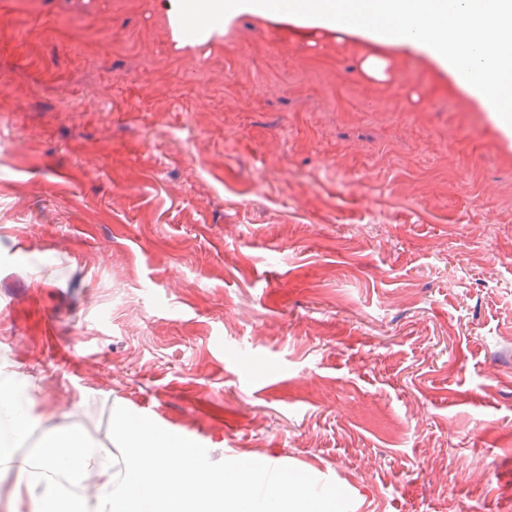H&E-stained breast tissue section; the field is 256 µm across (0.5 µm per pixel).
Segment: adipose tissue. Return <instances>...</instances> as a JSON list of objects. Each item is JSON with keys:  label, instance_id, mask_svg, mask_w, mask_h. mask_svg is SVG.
Returning a JSON list of instances; mask_svg holds the SVG:
<instances>
[{"label": "adipose tissue", "instance_id": "adipose-tissue-1", "mask_svg": "<svg viewBox=\"0 0 512 512\" xmlns=\"http://www.w3.org/2000/svg\"><path fill=\"white\" fill-rule=\"evenodd\" d=\"M176 34L195 28L202 36L223 31L240 13L288 20L320 31L362 32L434 59L467 95L503 127H512V0H166ZM493 74L494 85L484 81ZM35 401L9 379H0V466L9 467L42 417ZM135 452L121 466L76 428L45 429L30 468L22 469L34 512H312L306 485L281 478L266 496L255 493L252 469L230 464L200 475L184 445L153 431L123 428ZM97 480V497L64 491L86 475Z\"/></svg>", "mask_w": 512, "mask_h": 512}]
</instances>
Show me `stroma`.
<instances>
[{
  "label": "stroma",
  "instance_id": "stroma-1",
  "mask_svg": "<svg viewBox=\"0 0 512 512\" xmlns=\"http://www.w3.org/2000/svg\"><path fill=\"white\" fill-rule=\"evenodd\" d=\"M0 374L121 460L118 410L326 512H512V142L359 34L0 0Z\"/></svg>",
  "mask_w": 512,
  "mask_h": 512
}]
</instances>
